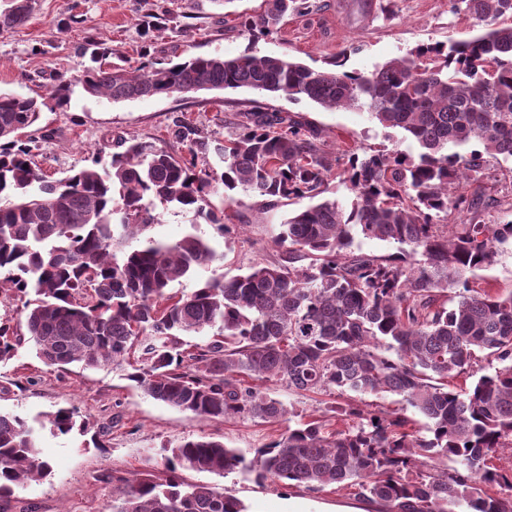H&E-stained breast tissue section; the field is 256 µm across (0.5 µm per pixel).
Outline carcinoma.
<instances>
[{"label": "carcinoma", "mask_w": 512, "mask_h": 512, "mask_svg": "<svg viewBox=\"0 0 512 512\" xmlns=\"http://www.w3.org/2000/svg\"><path fill=\"white\" fill-rule=\"evenodd\" d=\"M35 2L7 0L0 33L23 26ZM451 2L479 33L420 44L369 73L345 70L344 56L322 67L249 51L162 62L147 46L130 68L107 62L100 41L79 79L112 102L246 88L365 111L414 141V154H333L300 117L252 109L212 147L179 124L188 159L130 138L49 181L26 130L42 108L67 102L71 83L54 79L39 100L0 92V293L24 299L27 332L15 339L0 323V363L23 342L60 368L121 366L136 349L128 378L157 401L206 420L295 419L250 458L212 437L180 441L166 450L163 476L113 492L112 512H246L230 494L185 482L184 470L346 489L383 512H512V471L489 465L512 448V291L467 277L512 242V221L483 223L484 195L464 193L487 176V159L512 161V0ZM301 8L308 0H262L240 26L259 39ZM140 26L150 38L166 29L152 13ZM210 150L218 170L198 163ZM333 174L345 201L330 195ZM239 188L313 204L282 224L276 259L176 296L172 283L221 256L197 233L153 237L156 205L192 212L229 241L236 227L209 210V197L222 189L233 201ZM450 210L462 222L448 223ZM358 237L396 252L367 253ZM209 331L208 343L184 347L183 337ZM277 383L299 395L338 392L336 428L287 407L273 396ZM387 394L424 416L427 434L364 400ZM46 420L63 435L90 427L74 407ZM449 458L459 467L447 470ZM50 474L26 420L0 412V498Z\"/></svg>", "instance_id": "cac0c4a2"}]
</instances>
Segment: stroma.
Returning a JSON list of instances; mask_svg holds the SVG:
<instances>
[{
	"instance_id": "35a3bbf8",
	"label": "stroma",
	"mask_w": 512,
	"mask_h": 512,
	"mask_svg": "<svg viewBox=\"0 0 512 512\" xmlns=\"http://www.w3.org/2000/svg\"><path fill=\"white\" fill-rule=\"evenodd\" d=\"M309 2V11L288 14L277 30L254 42L242 32L240 21L243 15L260 11L261 0H230L223 6L214 0H195L189 20L181 16L183 0H38L24 26L0 33V90L37 97L55 77L77 80L91 63L86 38L92 34L102 36L114 49V63L138 65L143 42L139 21L161 7L169 9V21L153 51L175 62L193 55L229 57L254 49L318 67L343 54L347 69L367 73L418 44L467 38L475 32L472 20L453 13L450 0ZM256 100L268 109L303 116L319 132V146L330 152L360 153L394 144L407 152L416 149L367 113L327 110L307 100L261 97L246 89L112 102L78 88L66 105L43 108L28 133L40 141L38 162L43 172L58 179L89 165L93 155H111L122 138L135 137L187 155V147L173 135L177 123H192L207 138L222 140L234 134L239 112ZM475 188L490 202L486 223L512 219L511 171L492 167ZM304 206L301 200L276 202L243 193L232 203L223 194L211 195L212 212L225 223L243 227L229 244L193 214L162 213L152 229L154 236L175 241L194 230L210 239L222 255L196 276L173 283L172 291L186 294L200 280L231 276L257 260L274 259L282 224ZM128 372L125 366L88 370L47 366L26 344L11 360L0 363V410L28 420L52 467L46 480L17 488L0 501V512H111L116 478L160 474L164 447L210 436L247 453L285 429L284 424L260 420L202 419L147 396L128 379ZM70 406L89 416L88 433L60 435L42 426L43 414ZM183 476L186 482H204L234 495L247 512H279L292 494L304 500L308 512H335L336 507L359 503L347 490L311 492L296 487L288 492L280 482L259 483L238 472L187 470Z\"/></svg>"
}]
</instances>
